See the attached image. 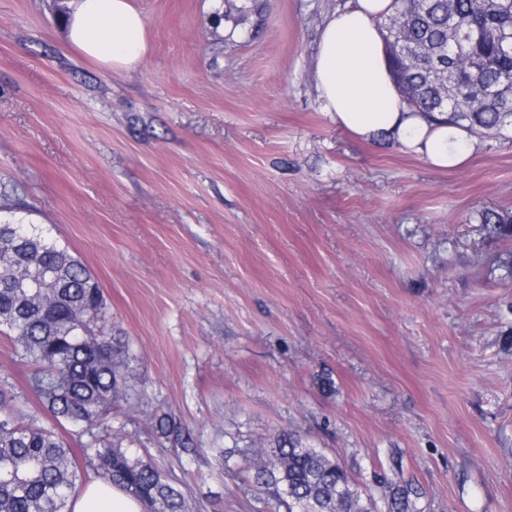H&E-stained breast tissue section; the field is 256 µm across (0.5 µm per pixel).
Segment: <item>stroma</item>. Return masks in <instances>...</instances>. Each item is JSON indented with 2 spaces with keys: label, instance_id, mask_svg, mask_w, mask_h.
Instances as JSON below:
<instances>
[{
  "label": "stroma",
  "instance_id": "obj_1",
  "mask_svg": "<svg viewBox=\"0 0 512 512\" xmlns=\"http://www.w3.org/2000/svg\"><path fill=\"white\" fill-rule=\"evenodd\" d=\"M133 2L149 49L120 73L66 0H0V220L98 280L133 396L108 435L193 512H269L242 471L282 432L417 512H512V238L477 220L512 218V128L441 170L338 126L312 66L350 0ZM480 224L484 232L492 238H511L512 220L497 212L485 210L479 214ZM388 490L384 491L383 507L386 512H413L414 505L410 499V494L417 495V491L411 487L399 485L386 486Z\"/></svg>",
  "mask_w": 512,
  "mask_h": 512
}]
</instances>
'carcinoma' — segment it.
Wrapping results in <instances>:
<instances>
[{"label":"carcinoma","mask_w":512,"mask_h":512,"mask_svg":"<svg viewBox=\"0 0 512 512\" xmlns=\"http://www.w3.org/2000/svg\"><path fill=\"white\" fill-rule=\"evenodd\" d=\"M450 22L481 38L448 55ZM382 29L399 88L427 120L465 123L483 134L512 126L511 84L477 103L454 81L463 77L493 88L512 70V54L500 41L512 32V0H395ZM394 38L411 54L394 52ZM479 220L488 236L512 237V220L499 213L485 210ZM16 267L27 272L25 288L15 287ZM107 321L99 283L80 260L32 226L0 224V333L14 361L29 368V390L57 424L89 436L81 451L100 481L137 498L144 512H189L182 489L165 471L95 433L132 399L124 388L122 350L104 332ZM25 419L20 396L0 389V512H71L70 498L82 483L73 449L55 428ZM158 432L183 447L189 443L165 415ZM270 447L275 463L255 469L251 482L287 512H372L353 497L341 464L300 435L279 433ZM411 493L408 486H387L385 512H413Z\"/></svg>","instance_id":"carcinoma-1"}]
</instances>
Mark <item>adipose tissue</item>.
<instances>
[{
    "label": "adipose tissue",
    "mask_w": 512,
    "mask_h": 512,
    "mask_svg": "<svg viewBox=\"0 0 512 512\" xmlns=\"http://www.w3.org/2000/svg\"><path fill=\"white\" fill-rule=\"evenodd\" d=\"M68 8L72 46L105 69H136L147 53V21L132 0H70ZM393 11V0H355L331 14L313 61L318 95L337 125L357 136L388 137L439 168L461 166L470 156L469 132L412 111L391 74L379 24ZM69 506L72 512L143 510L134 497L99 481L79 488Z\"/></svg>",
    "instance_id": "1"
}]
</instances>
